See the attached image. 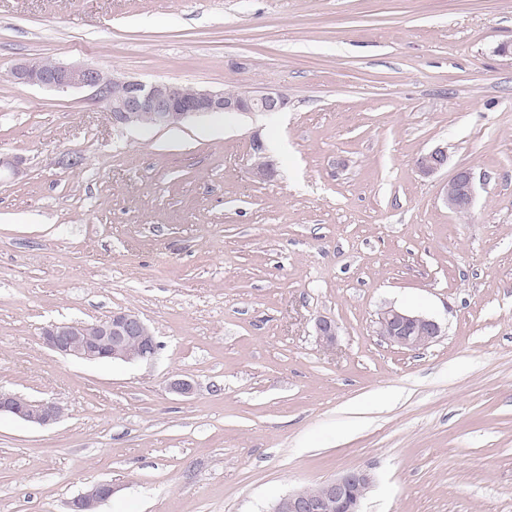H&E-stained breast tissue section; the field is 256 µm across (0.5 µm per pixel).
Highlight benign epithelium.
Instances as JSON below:
<instances>
[{"label": "benign epithelium", "mask_w": 512, "mask_h": 512, "mask_svg": "<svg viewBox=\"0 0 512 512\" xmlns=\"http://www.w3.org/2000/svg\"><path fill=\"white\" fill-rule=\"evenodd\" d=\"M15 81L38 85L58 92L88 89L94 99L110 112L112 125H137L144 113L153 116L158 127L180 125L186 121L216 113L280 112L287 98L277 91L261 94L230 96L224 90L214 91L191 85L122 80L107 76L95 65L80 62L55 61L45 69L36 58H21L11 68ZM448 164V153L436 147L421 156L417 172L431 178ZM273 163L265 154L261 142H255L252 173L270 175ZM475 198L473 175L458 171L446 185L444 203L454 213L471 210ZM315 329L323 345L336 342L338 327L328 319L316 321ZM378 333L387 343L407 350L428 346L441 335L440 325L423 314L389 307L380 313ZM42 344L67 358L87 362H144L154 360L159 343L152 328L137 314L117 311L101 322L52 323L42 331ZM7 415L38 427L56 424L64 414L63 407L49 398L33 399L16 392L0 389V415ZM373 475L361 469L339 473L321 486V493L311 497L306 490L292 491L276 501L270 512H331L342 508L356 512L362 496L371 488ZM112 496V485L95 484L76 498L72 512H96L102 501Z\"/></svg>", "instance_id": "benign-epithelium-1"}]
</instances>
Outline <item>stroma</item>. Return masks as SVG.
I'll return each instance as SVG.
<instances>
[{"instance_id": "obj_1", "label": "stroma", "mask_w": 512, "mask_h": 512, "mask_svg": "<svg viewBox=\"0 0 512 512\" xmlns=\"http://www.w3.org/2000/svg\"><path fill=\"white\" fill-rule=\"evenodd\" d=\"M503 45L512 0H0V153L23 159L0 176V389L65 408L0 417V512H68L97 483V512H269L348 469L374 476L363 512H512ZM24 57L288 105L118 130L90 91L15 82ZM462 169L466 218L443 201ZM389 306L437 341L384 342ZM115 311L154 328L153 362L40 340ZM417 163V172L420 177H433L435 174L447 167V150L443 147H436L422 155L421 159L419 158ZM112 496L111 484H95L76 498L71 505L73 512H96L102 501Z\"/></svg>"}]
</instances>
